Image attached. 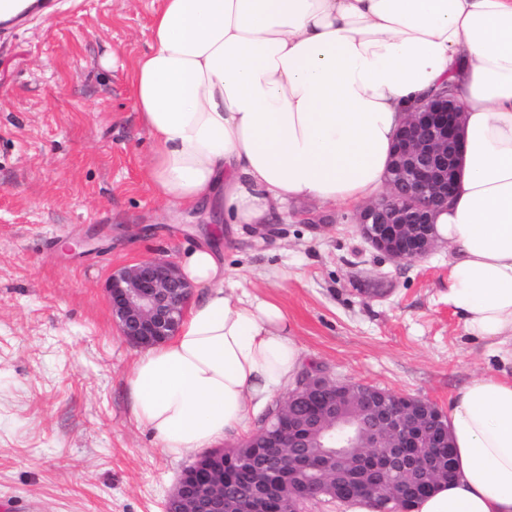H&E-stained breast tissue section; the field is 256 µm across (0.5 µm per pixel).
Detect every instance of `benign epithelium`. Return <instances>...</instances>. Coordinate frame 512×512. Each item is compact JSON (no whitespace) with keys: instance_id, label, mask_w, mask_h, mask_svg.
Listing matches in <instances>:
<instances>
[{"instance_id":"benign-epithelium-1","label":"benign epithelium","mask_w":512,"mask_h":512,"mask_svg":"<svg viewBox=\"0 0 512 512\" xmlns=\"http://www.w3.org/2000/svg\"><path fill=\"white\" fill-rule=\"evenodd\" d=\"M463 138V107L451 93L431 96L407 112L386 172L389 192L354 214L359 234L374 251L411 263L435 250V217L453 199ZM106 292L121 335L147 348L178 332L193 288L175 262L153 258L113 270ZM420 402L365 384L356 390L316 366L305 371L269 416L276 421L275 435L264 427L249 438L251 448L279 449L273 465L263 461L252 470L249 512H271L275 501L285 512H300L304 498L291 489L303 482L336 499L347 487L382 485L399 474L404 496L411 495L418 483L434 478V471L428 458H410L404 449L423 447L429 419L443 420L434 403H429L430 414ZM332 419L327 445H336V451L324 450L316 460L305 451L303 429ZM226 483L222 468L203 486L185 471L167 499L166 512H226Z\"/></svg>"}]
</instances>
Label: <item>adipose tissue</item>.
<instances>
[{
	"label": "adipose tissue",
	"instance_id": "adipose-tissue-1",
	"mask_svg": "<svg viewBox=\"0 0 512 512\" xmlns=\"http://www.w3.org/2000/svg\"><path fill=\"white\" fill-rule=\"evenodd\" d=\"M131 97L148 177L171 208L263 229L289 204L379 197L411 104L451 86L465 152L447 245L448 304L512 358V0H160ZM201 292L127 377L131 414L166 454L247 429L297 381L281 308L224 289L207 245L179 260ZM456 476L410 512H512V377H473L447 413Z\"/></svg>",
	"mask_w": 512,
	"mask_h": 512
}]
</instances>
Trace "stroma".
Returning <instances> with one entry per match:
<instances>
[{
    "instance_id": "obj_1",
    "label": "stroma",
    "mask_w": 512,
    "mask_h": 512,
    "mask_svg": "<svg viewBox=\"0 0 512 512\" xmlns=\"http://www.w3.org/2000/svg\"><path fill=\"white\" fill-rule=\"evenodd\" d=\"M154 0H54L0 31V512H165L196 452L169 456L130 412L140 352L105 295L112 270L179 260L202 210H174L145 173L130 95ZM327 216L312 228L302 212ZM352 208L291 204L273 232L226 229L227 287L277 304L301 369L447 410L471 378L512 362L449 307L448 249L380 258Z\"/></svg>"
}]
</instances>
